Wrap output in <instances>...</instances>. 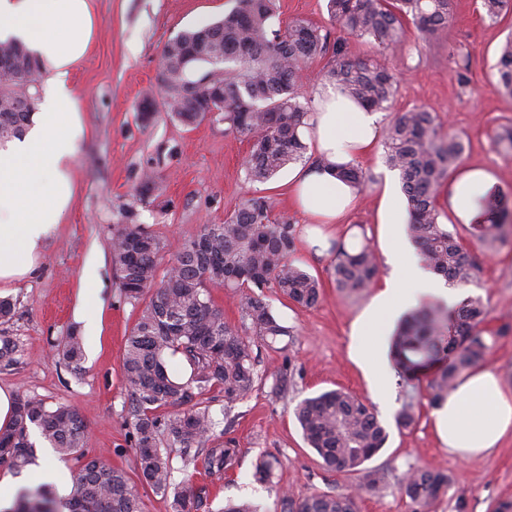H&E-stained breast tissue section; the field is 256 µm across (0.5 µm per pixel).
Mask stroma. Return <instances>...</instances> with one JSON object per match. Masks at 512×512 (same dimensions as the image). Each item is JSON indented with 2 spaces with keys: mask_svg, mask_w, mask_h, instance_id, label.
<instances>
[{
  "mask_svg": "<svg viewBox=\"0 0 512 512\" xmlns=\"http://www.w3.org/2000/svg\"><path fill=\"white\" fill-rule=\"evenodd\" d=\"M482 0H454L448 27L430 42L406 40L392 51L377 53L366 41L342 36L331 22L327 0H279L281 23L301 18L332 37H344L351 57L378 56L397 77L387 124L394 113L414 107L436 115L469 147L463 163L485 168L496 186L512 191V154L497 149L493 136L504 118H512V98L498 88L493 66L500 45L512 34V17L490 20ZM235 0H92L97 33L89 53L73 72L71 86L80 101L86 136L74 161L73 205L56 236L46 245L35 277L0 288L15 310L6 323L21 350L17 365L0 369V386L17 397L47 407L68 405L87 426L84 450L123 470L137 492L143 512H172L171 501L142 480L130 425V400L121 370L125 339L142 306L121 293L112 264V237L125 224H139L164 245L172 260L201 225L223 223L237 205L253 195L273 202L272 215L293 224L298 236L292 261L318 278V303L303 308L265 289V300L281 324L291 330L273 346L258 350L259 381L242 400L225 404L216 394L211 412L216 442L234 440V465L221 476L207 473L205 456L187 464L170 451L172 478H191L199 492V512H221L227 500H247L259 512H281L283 491L295 498L334 491L347 493L358 476L325 471L309 448L294 416L304 398L343 389L362 399L370 393L364 372L350 357V330L373 294L341 295L332 278L334 250L316 254L302 236L305 218L288 196V171L273 179H247L242 163L249 151L244 137L227 132L224 123L205 119L183 125L163 107L157 80L164 45L178 32L212 23ZM466 70H458L455 59ZM384 149L376 147L363 161L369 176L345 223L337 225L335 243L369 244L379 249L377 209L384 186ZM150 187H143L145 173ZM479 272L458 285L459 297H481L490 333L482 368L495 373L512 390V246L479 255ZM97 292L101 332L84 342L85 360L73 368L57 354V345L81 333L75 316L83 285ZM283 372V392L272 390V376ZM388 401L376 405L388 431L383 449L372 459L389 471L386 488L358 500L359 512H413L401 495L399 479L409 469L429 467L452 478L432 512H492L495 503L512 499V437L492 454L469 460L449 453L433 423L427 394L415 399V423L398 428L395 417L404 399L395 371L387 373ZM272 463V476H255L259 458Z\"/></svg>",
  "mask_w": 512,
  "mask_h": 512,
  "instance_id": "obj_1",
  "label": "stroma"
}]
</instances>
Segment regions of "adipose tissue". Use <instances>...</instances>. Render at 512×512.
<instances>
[{"label":"adipose tissue","instance_id":"ef3b65f1","mask_svg":"<svg viewBox=\"0 0 512 512\" xmlns=\"http://www.w3.org/2000/svg\"><path fill=\"white\" fill-rule=\"evenodd\" d=\"M95 21L89 0H0V40L23 42L47 75L40 110L22 137L0 149V287L33 277L47 242L68 212L74 193L73 162L85 127L70 86L75 66L86 57ZM304 135L314 161L294 171L289 193L309 223V244L326 249L321 227L335 224L357 190L336 176V164L366 158L377 144L376 113L318 88ZM488 171L468 167L448 184V206L456 223H472L475 199L489 190ZM390 267L381 290L351 327L350 356L363 368L373 396H382L386 370L375 341L385 321L427 294L454 303L456 294L435 280L417 258L385 251ZM436 431L451 454L466 460L486 456L512 436V391L490 371L478 369L462 381L435 413Z\"/></svg>","mask_w":512,"mask_h":512}]
</instances>
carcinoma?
Wrapping results in <instances>:
<instances>
[{
  "mask_svg": "<svg viewBox=\"0 0 512 512\" xmlns=\"http://www.w3.org/2000/svg\"><path fill=\"white\" fill-rule=\"evenodd\" d=\"M453 0H328L330 18L349 34L367 38L381 51L406 39L411 23L424 39L448 27ZM491 19L512 14V0H482ZM276 0H236L220 20L186 29L162 50L158 81L166 111L192 126L204 120L207 109L219 110L216 120L227 131L249 139L245 159L249 179L265 182L292 162L302 160L307 145L301 137L310 109L299 101L298 88L306 67L328 57L323 79L371 112L391 107L395 74L373 58L351 59L346 43L296 19L273 28ZM0 146L28 129L36 112L38 65L20 41H0ZM206 65L197 78L188 72ZM495 69L503 92L512 96V37L501 47ZM443 123L417 108L399 113L385 130L383 145L388 166L399 173L408 201V235L423 265L447 282H465L478 269L469 244L484 252L512 242V207L498 187L479 199V215L468 227L469 241L440 221L438 197L448 175L461 160L464 143ZM498 148L512 153V120L494 135ZM340 176L362 187L367 174L356 163L340 166ZM295 249L292 225L272 218L266 196L243 200L222 224H204L188 239L164 275L161 241L139 224H127L112 239V263L124 297L145 301L125 342L121 364L128 388L132 436L140 471L147 485L172 495L174 512H193L198 503L192 489L172 482L169 455L162 447L177 448L185 460L206 452L208 470L220 474L236 460L238 449L226 441L213 442L216 421L210 411L214 389L232 403L244 398L258 379V344L271 345L290 335L272 314L263 290L276 288L301 307L320 297L317 279L289 260ZM379 264L367 245L337 249L332 266L336 288L359 297L371 288ZM225 288L238 296L240 324L224 318L209 288ZM485 311L481 299L468 297L453 307L428 298L410 309L390 339V356L398 385L406 396L396 416L400 428L415 420L417 380L426 379L430 405L445 402L457 381L477 366L487 350ZM68 363L84 359L79 337L58 344ZM18 345L0 336V367L18 363ZM181 356L191 368L182 382L171 377L165 357ZM176 407L172 412L165 411ZM295 413L308 445L325 469L358 474V493H314L297 500L282 493L283 512H357L359 493H377L388 471L371 469L388 432L373 408L342 389L303 399ZM58 452L78 463L68 512H141L140 501L125 472L100 458H87L83 448L86 426L67 405L48 408L28 398L18 401L12 426L0 431V465L18 472L35 460L29 428ZM450 478L441 470L417 468L400 478V490L415 506L431 512ZM44 493L22 496L16 512H49Z\"/></svg>",
  "mask_w": 512,
  "mask_h": 512,
  "instance_id": "1",
  "label": "carcinoma"
}]
</instances>
